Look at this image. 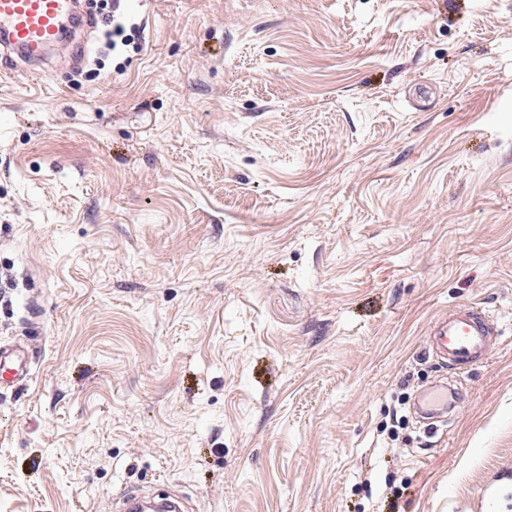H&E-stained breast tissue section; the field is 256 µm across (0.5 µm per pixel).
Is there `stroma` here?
<instances>
[{"mask_svg": "<svg viewBox=\"0 0 512 512\" xmlns=\"http://www.w3.org/2000/svg\"><path fill=\"white\" fill-rule=\"evenodd\" d=\"M119 12L0 78V512H512V0ZM459 303L501 334L429 439ZM104 22L108 28L107 34L109 37V45L113 51H123L126 47L133 44L132 48L138 49V45L134 41L132 34L126 32V28L123 23L115 20L113 14L104 15ZM29 366L23 351L0 345V389L13 386L28 378ZM453 397L452 393H448L446 386L429 390L422 395L418 402L413 404V411H417L422 426L430 430L437 429L436 422H440L442 425L445 424L446 420L442 418L448 414V408L452 405Z\"/></svg>", "mask_w": 512, "mask_h": 512, "instance_id": "1", "label": "stroma"}]
</instances>
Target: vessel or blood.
<instances>
[{
  "label": "vessel or blood",
  "instance_id": "vessel-or-blood-1",
  "mask_svg": "<svg viewBox=\"0 0 512 512\" xmlns=\"http://www.w3.org/2000/svg\"><path fill=\"white\" fill-rule=\"evenodd\" d=\"M78 0H0V63L18 58L41 65L78 20ZM498 325L490 313L461 304L436 319L429 329L426 354L445 368L477 364L488 354ZM29 366L20 349L0 345V389L28 378ZM453 402L447 388L429 390L414 403L422 426L433 429Z\"/></svg>",
  "mask_w": 512,
  "mask_h": 512
}]
</instances>
